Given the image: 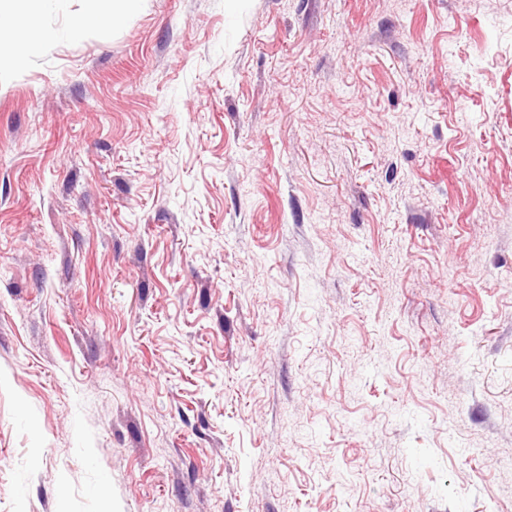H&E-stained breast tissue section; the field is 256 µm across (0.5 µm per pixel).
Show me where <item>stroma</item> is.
Here are the masks:
<instances>
[{"label":"stroma","instance_id":"1","mask_svg":"<svg viewBox=\"0 0 512 512\" xmlns=\"http://www.w3.org/2000/svg\"><path fill=\"white\" fill-rule=\"evenodd\" d=\"M0 45V512H512V0H144ZM92 1L93 7L90 12L80 15L73 19L70 25V34L73 37H79L85 28L90 24L95 12L100 9L109 10L108 20L121 22L128 15L137 11L142 0H88Z\"/></svg>","mask_w":512,"mask_h":512}]
</instances>
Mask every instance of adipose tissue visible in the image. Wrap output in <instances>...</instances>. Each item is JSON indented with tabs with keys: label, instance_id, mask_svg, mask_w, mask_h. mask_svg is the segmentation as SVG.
<instances>
[{
	"label": "adipose tissue",
	"instance_id": "obj_1",
	"mask_svg": "<svg viewBox=\"0 0 512 512\" xmlns=\"http://www.w3.org/2000/svg\"><path fill=\"white\" fill-rule=\"evenodd\" d=\"M46 0H0V39H9L16 44L11 57L15 67L24 66L58 33L41 21Z\"/></svg>",
	"mask_w": 512,
	"mask_h": 512
}]
</instances>
